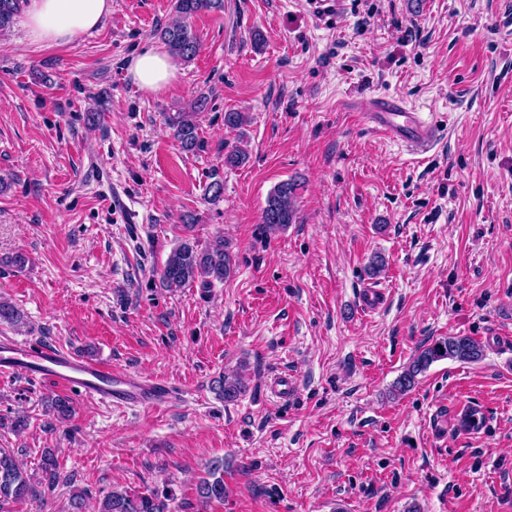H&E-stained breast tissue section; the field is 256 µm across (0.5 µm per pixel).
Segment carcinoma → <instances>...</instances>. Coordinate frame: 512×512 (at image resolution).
Segmentation results:
<instances>
[{
	"instance_id": "1",
	"label": "carcinoma",
	"mask_w": 512,
	"mask_h": 512,
	"mask_svg": "<svg viewBox=\"0 0 512 512\" xmlns=\"http://www.w3.org/2000/svg\"><path fill=\"white\" fill-rule=\"evenodd\" d=\"M20 9V0H0V35L8 31ZM176 19L159 32V37L170 54L184 61L193 58L199 47L196 33L190 21L202 11L224 10V0H173ZM206 98L193 103L192 111L180 112L169 119L174 137L182 148L194 150L199 147L198 126L195 113L205 110ZM299 184L289 179L279 182L270 192L262 210L261 223L269 231H279L294 222V202ZM236 268L230 243L218 236L202 246L194 238H185L171 251L160 272V281L166 288H182L197 285L206 290L230 279ZM484 356L480 342L470 336L457 335L437 339L423 347L409 363L394 385L397 394L410 391L417 383V377L432 363L443 359L463 362H478ZM212 389L226 402L237 400L247 391V385L240 376L222 375L214 380ZM69 399L59 397L51 405L49 414L58 421L71 416ZM41 478L34 483L23 468L15 453L0 449V512H10L8 504L22 502L43 487L55 488L60 480L59 463L54 453L46 449L41 455ZM224 461L218 460L207 467L206 476L199 480L196 494L202 504L224 503ZM167 489L154 490L148 494L114 490L100 502L98 512H170Z\"/></svg>"
}]
</instances>
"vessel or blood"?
<instances>
[{
    "label": "vessel or blood",
    "mask_w": 512,
    "mask_h": 512,
    "mask_svg": "<svg viewBox=\"0 0 512 512\" xmlns=\"http://www.w3.org/2000/svg\"><path fill=\"white\" fill-rule=\"evenodd\" d=\"M366 123L389 139L414 149H428L438 139L436 128L397 96L382 95L357 106ZM23 374L67 392L121 409L153 411L176 402L180 394L170 384L112 367L110 362L82 358L64 349L14 338L0 340V375ZM490 420L479 405L461 402L450 410L436 409L428 431L438 440L449 432L475 437Z\"/></svg>",
    "instance_id": "vessel-or-blood-1"
}]
</instances>
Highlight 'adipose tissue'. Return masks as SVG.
<instances>
[{
    "label": "adipose tissue",
    "instance_id": "adipose-tissue-1",
    "mask_svg": "<svg viewBox=\"0 0 512 512\" xmlns=\"http://www.w3.org/2000/svg\"><path fill=\"white\" fill-rule=\"evenodd\" d=\"M112 12V0H29L22 26L30 43L62 46L76 36L96 30ZM129 74L141 90L157 93L176 77L171 58L156 48L137 53Z\"/></svg>",
    "mask_w": 512,
    "mask_h": 512
}]
</instances>
